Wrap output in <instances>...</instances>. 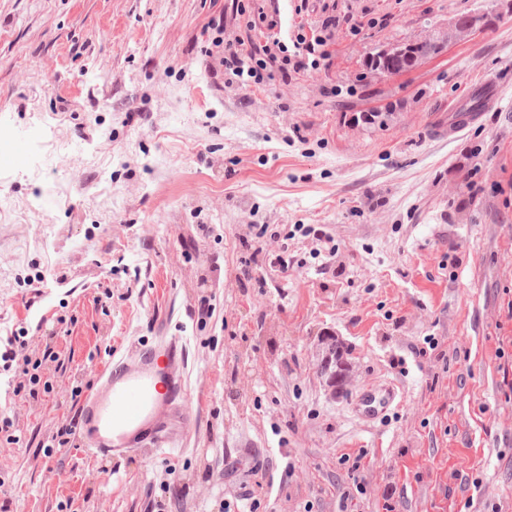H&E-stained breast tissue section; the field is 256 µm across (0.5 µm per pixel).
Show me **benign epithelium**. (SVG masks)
Segmentation results:
<instances>
[{
  "mask_svg": "<svg viewBox=\"0 0 512 512\" xmlns=\"http://www.w3.org/2000/svg\"><path fill=\"white\" fill-rule=\"evenodd\" d=\"M493 26V19L486 14L457 16L451 23L438 27L426 35L406 41L386 43L374 55L372 75L392 80L422 65L440 52L454 36H466Z\"/></svg>",
  "mask_w": 512,
  "mask_h": 512,
  "instance_id": "obj_1",
  "label": "benign epithelium"
}]
</instances>
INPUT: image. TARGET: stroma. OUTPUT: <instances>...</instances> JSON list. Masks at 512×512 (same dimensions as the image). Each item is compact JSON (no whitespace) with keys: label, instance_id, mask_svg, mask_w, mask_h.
I'll return each mask as SVG.
<instances>
[{"label":"stroma","instance_id":"stroma-1","mask_svg":"<svg viewBox=\"0 0 512 512\" xmlns=\"http://www.w3.org/2000/svg\"><path fill=\"white\" fill-rule=\"evenodd\" d=\"M229 3L0 0V138L24 147L0 160V352L26 340L0 369L22 436L0 437V493L18 512H341L358 480L354 512L392 485L400 512H512V0H280L283 32L328 43L289 69L284 110L274 85L211 76ZM465 13L496 24L370 73L379 45ZM163 336L186 352L177 448L53 446L109 350L135 364ZM382 386L393 403L362 418ZM394 392L386 390L384 394L377 392H368L363 394L360 400V406L365 416L375 419L387 411L394 400Z\"/></svg>","mask_w":512,"mask_h":512}]
</instances>
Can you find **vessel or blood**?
<instances>
[{
    "label": "vessel or blood",
    "instance_id": "b4317fda",
    "mask_svg": "<svg viewBox=\"0 0 512 512\" xmlns=\"http://www.w3.org/2000/svg\"><path fill=\"white\" fill-rule=\"evenodd\" d=\"M182 360L183 352L172 340L143 352L135 365L111 358L98 364L94 385L72 420L76 439L91 458L175 447V439L165 433V420L182 396L181 380L169 372L162 382H155L153 368L161 361L171 369ZM393 400V391L370 392L362 396L360 406L365 416L374 419Z\"/></svg>",
    "mask_w": 512,
    "mask_h": 512
}]
</instances>
